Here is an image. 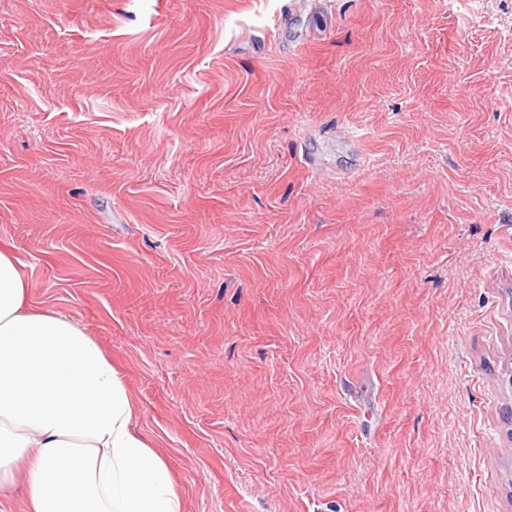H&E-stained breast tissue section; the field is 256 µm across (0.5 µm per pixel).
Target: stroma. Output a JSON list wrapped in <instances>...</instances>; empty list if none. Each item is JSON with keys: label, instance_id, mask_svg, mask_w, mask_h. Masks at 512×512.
<instances>
[{"label": "stroma", "instance_id": "obj_1", "mask_svg": "<svg viewBox=\"0 0 512 512\" xmlns=\"http://www.w3.org/2000/svg\"><path fill=\"white\" fill-rule=\"evenodd\" d=\"M310 2L0 0V245L185 512H512V0Z\"/></svg>", "mask_w": 512, "mask_h": 512}]
</instances>
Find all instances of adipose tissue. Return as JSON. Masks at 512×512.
Instances as JSON below:
<instances>
[{"instance_id":"adipose-tissue-1","label":"adipose tissue","mask_w":512,"mask_h":512,"mask_svg":"<svg viewBox=\"0 0 512 512\" xmlns=\"http://www.w3.org/2000/svg\"><path fill=\"white\" fill-rule=\"evenodd\" d=\"M124 377L69 316L32 303L0 247V487L27 512H184L172 466L134 429Z\"/></svg>"}]
</instances>
